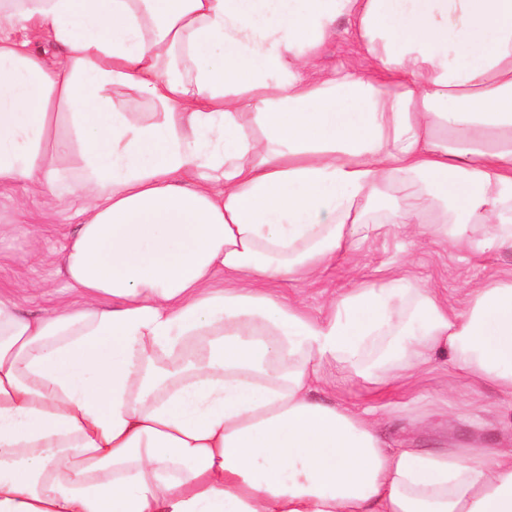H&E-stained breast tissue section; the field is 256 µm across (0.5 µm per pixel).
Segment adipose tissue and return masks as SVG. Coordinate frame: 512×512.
<instances>
[{"label": "adipose tissue", "instance_id": "adipose-tissue-1", "mask_svg": "<svg viewBox=\"0 0 512 512\" xmlns=\"http://www.w3.org/2000/svg\"><path fill=\"white\" fill-rule=\"evenodd\" d=\"M342 21L367 69L310 76ZM66 182L77 300L0 294V512H512V419L393 448L313 395L444 353L512 410V273L267 289L381 224L512 246V0H0V187Z\"/></svg>", "mask_w": 512, "mask_h": 512}]
</instances>
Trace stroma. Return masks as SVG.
Wrapping results in <instances>:
<instances>
[{
	"mask_svg": "<svg viewBox=\"0 0 512 512\" xmlns=\"http://www.w3.org/2000/svg\"><path fill=\"white\" fill-rule=\"evenodd\" d=\"M0 221L16 227L12 235L0 240V292L15 296L21 308L31 313L69 300L71 294L57 267L61 246L80 222L75 206L48 208L41 195L19 184L0 188ZM28 224L41 227L44 246L40 255L30 250L23 231ZM511 272V247L475 255L447 244L411 242L398 227L388 225L359 249L339 254L314 279L279 282L274 291L282 299L302 301L317 316L324 313L332 294L357 280L398 274L459 303L474 283ZM321 375L319 397L374 409L383 439L394 447L418 439L431 448L492 441L503 408L495 391L474 388L443 357L434 358L429 369L404 383L371 385L348 378L330 364L323 365ZM436 413L452 417V424L417 437L420 422Z\"/></svg>",
	"mask_w": 512,
	"mask_h": 512,
	"instance_id": "obj_1",
	"label": "stroma"
}]
</instances>
